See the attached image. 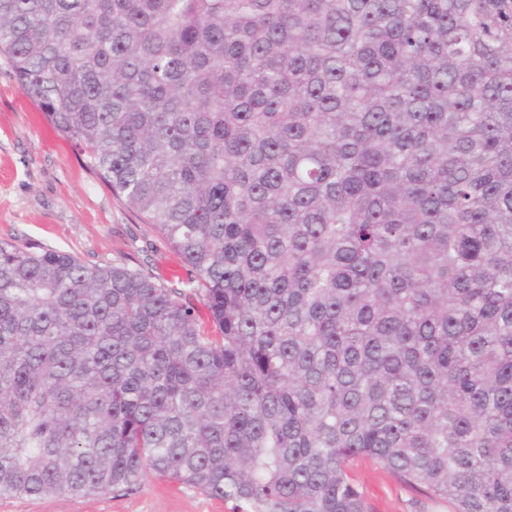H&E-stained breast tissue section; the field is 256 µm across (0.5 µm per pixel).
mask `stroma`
Returning a JSON list of instances; mask_svg holds the SVG:
<instances>
[{"label":"stroma","mask_w":512,"mask_h":512,"mask_svg":"<svg viewBox=\"0 0 512 512\" xmlns=\"http://www.w3.org/2000/svg\"><path fill=\"white\" fill-rule=\"evenodd\" d=\"M0 240L68 252L90 265L124 263L171 281L185 273L154 227L21 91L2 54ZM353 475L371 512H448L447 502L407 486L373 459L357 461ZM0 512H234V505L150 476L135 489L102 496L0 497Z\"/></svg>","instance_id":"stroma-1"}]
</instances>
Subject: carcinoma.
I'll use <instances>...</instances> for the list:
<instances>
[{
  "label": "carcinoma",
  "mask_w": 512,
  "mask_h": 512,
  "mask_svg": "<svg viewBox=\"0 0 512 512\" xmlns=\"http://www.w3.org/2000/svg\"><path fill=\"white\" fill-rule=\"evenodd\" d=\"M0 52L188 271L0 242V497L512 512V0H0ZM353 475L371 512H448L447 502L407 486L373 459L357 461Z\"/></svg>",
  "instance_id": "1"
}]
</instances>
